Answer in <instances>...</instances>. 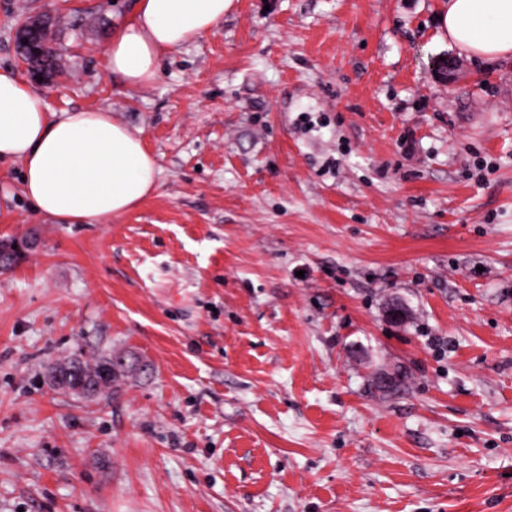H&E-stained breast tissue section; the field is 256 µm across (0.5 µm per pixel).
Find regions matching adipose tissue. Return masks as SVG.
I'll list each match as a JSON object with an SVG mask.
<instances>
[{"label": "adipose tissue", "mask_w": 512, "mask_h": 512, "mask_svg": "<svg viewBox=\"0 0 512 512\" xmlns=\"http://www.w3.org/2000/svg\"><path fill=\"white\" fill-rule=\"evenodd\" d=\"M232 0H137L112 29L105 53L132 87L154 83L164 57L210 32ZM452 47L479 59L512 57V0H448L442 18ZM23 167L35 212L73 224L127 212L156 187V163L142 140L105 109L61 115L17 76L0 72V159Z\"/></svg>", "instance_id": "adipose-tissue-1"}]
</instances>
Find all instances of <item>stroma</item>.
<instances>
[{
	"label": "stroma",
	"instance_id": "stroma-1",
	"mask_svg": "<svg viewBox=\"0 0 512 512\" xmlns=\"http://www.w3.org/2000/svg\"><path fill=\"white\" fill-rule=\"evenodd\" d=\"M134 7L0 0V71L52 13L47 111L157 167L60 224L0 161V512H512V58L439 82L446 0H233L130 88ZM79 348L149 369L82 403L45 378ZM50 17L45 15L28 16L20 20L15 29V42L27 47L33 55L39 53L40 38L46 34ZM28 39V42H25Z\"/></svg>",
	"mask_w": 512,
	"mask_h": 512
}]
</instances>
